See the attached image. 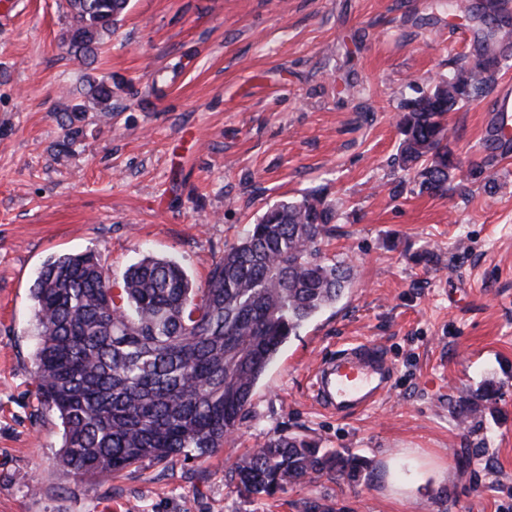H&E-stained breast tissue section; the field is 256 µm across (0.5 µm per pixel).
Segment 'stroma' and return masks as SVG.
<instances>
[{
	"instance_id": "1",
	"label": "stroma",
	"mask_w": 512,
	"mask_h": 512,
	"mask_svg": "<svg viewBox=\"0 0 512 512\" xmlns=\"http://www.w3.org/2000/svg\"><path fill=\"white\" fill-rule=\"evenodd\" d=\"M69 21L66 0H0V512H512V159L481 151L491 96L447 116L482 178L430 194L396 160L403 105L475 51L476 22L435 0H130L95 73L131 88L62 152L85 71ZM317 189L336 209L324 255L354 277L283 346L238 431L171 466L63 478L62 426L35 397L41 265L91 251L118 289L152 254L200 288L268 207ZM357 341L382 348L392 386L339 417L311 379ZM274 435L368 466L242 495L233 465Z\"/></svg>"
}]
</instances>
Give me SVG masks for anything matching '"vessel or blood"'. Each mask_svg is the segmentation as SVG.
I'll return each mask as SVG.
<instances>
[{
  "label": "vessel or blood",
  "mask_w": 512,
  "mask_h": 512,
  "mask_svg": "<svg viewBox=\"0 0 512 512\" xmlns=\"http://www.w3.org/2000/svg\"><path fill=\"white\" fill-rule=\"evenodd\" d=\"M483 151L488 155L512 152V84L503 83L486 114ZM391 368L374 343L362 342L338 350L316 368V398L336 415L345 416L372 407L389 389Z\"/></svg>",
  "instance_id": "obj_1"
}]
</instances>
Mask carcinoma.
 <instances>
[{"label":"carcinoma","instance_id":"1","mask_svg":"<svg viewBox=\"0 0 512 512\" xmlns=\"http://www.w3.org/2000/svg\"><path fill=\"white\" fill-rule=\"evenodd\" d=\"M70 52L97 61L129 0H67ZM509 0H486L478 19L505 18ZM509 33L482 29L475 54L408 100L398 115L402 166L422 191L445 193L462 171L445 116L490 90ZM61 110L62 146L83 135L91 102L112 115V75L83 74ZM336 212L320 191L282 200L224 250L202 288L174 259L147 255L120 293L92 252L51 257L31 288L40 342L34 353L40 406L64 428V477L100 481L144 459L173 463L188 450L224 447L287 340L339 300L352 266L322 252ZM359 456L299 436L271 437L235 464L239 490L272 495L314 476L354 478Z\"/></svg>","mask_w":512,"mask_h":512}]
</instances>
